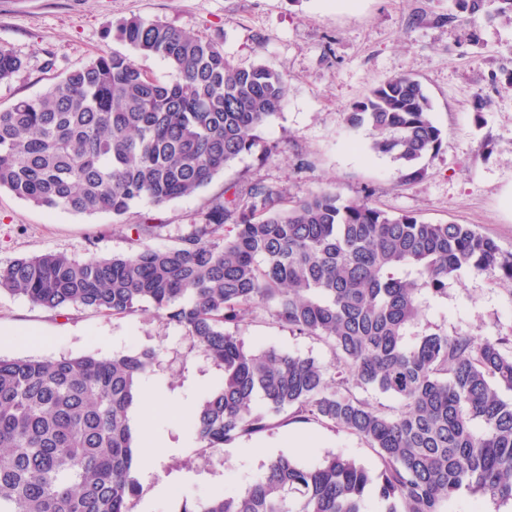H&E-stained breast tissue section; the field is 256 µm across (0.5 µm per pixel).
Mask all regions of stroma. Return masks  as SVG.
Instances as JSON below:
<instances>
[{
    "mask_svg": "<svg viewBox=\"0 0 512 512\" xmlns=\"http://www.w3.org/2000/svg\"><path fill=\"white\" fill-rule=\"evenodd\" d=\"M134 17L169 23L218 42L235 64L263 63L287 83V103L260 132L276 145L241 155L210 185L156 207L134 205L123 218L156 219L152 246L165 248L186 233L196 212L225 187L260 180L301 197L330 189L342 198L370 196L384 210L413 212L431 223L471 225L512 252V23L462 22L452 0H0V47L23 62L0 82V108L43 92L57 77L98 53L125 52L117 26ZM409 74L433 104L442 147L425 158L423 177L405 180L398 164L369 148L368 131L349 144L345 112L387 78ZM486 106L475 111L476 98ZM110 214L78 215L35 207L0 190V265L21 257L64 253L78 259L127 253L124 233ZM431 324L448 332L512 336V284L498 272L462 274L448 284L447 300L431 301ZM0 357L60 358L159 350V367L142 382L154 396L189 407L221 377L189 340L152 311L112 319L90 311L51 312L20 294L0 293ZM246 345L276 346L332 365L321 341L292 335L256 312L240 329ZM149 431L162 441L155 458L136 465L141 485L133 512H178L182 499L239 493L285 455L314 464L345 454L371 466L364 440L328 425L276 419L252 439L200 454L186 440L182 419L155 412ZM312 434L308 448L289 446L292 435Z\"/></svg>",
    "mask_w": 512,
    "mask_h": 512,
    "instance_id": "stroma-1",
    "label": "stroma"
}]
</instances>
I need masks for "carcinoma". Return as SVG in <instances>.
Masks as SVG:
<instances>
[{
  "mask_svg": "<svg viewBox=\"0 0 512 512\" xmlns=\"http://www.w3.org/2000/svg\"><path fill=\"white\" fill-rule=\"evenodd\" d=\"M488 22L512 0H454ZM117 38L168 67L161 80L126 54H100L35 97L0 109V190L36 207L119 220L208 186L286 103L282 74L241 67L217 43L131 18ZM22 61L0 47V82ZM370 132L405 179L438 152L432 103L409 74L391 77L345 113ZM211 199L174 245L134 232L123 255L64 253L0 266V291L49 311L125 317L151 305L223 372L187 428L202 451L272 428L273 419L327 424L364 440L377 466L329 454L318 466L279 456L242 494L183 500L180 512H448L466 490L512 503V339L423 325L448 281L497 270L512 253L468 224L390 213L331 190L290 198L242 181ZM292 334L325 342L332 369L275 346L251 349L240 326L256 309ZM154 349L97 357L0 358V512H132L140 493L129 411ZM375 390L396 405L357 391Z\"/></svg>",
  "mask_w": 512,
  "mask_h": 512,
  "instance_id": "cac0c4a2",
  "label": "carcinoma"
}]
</instances>
